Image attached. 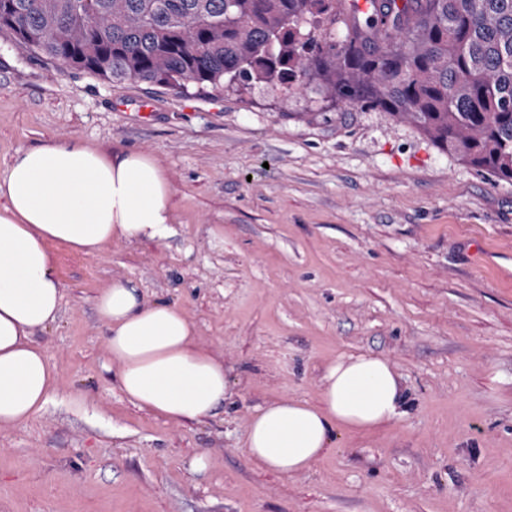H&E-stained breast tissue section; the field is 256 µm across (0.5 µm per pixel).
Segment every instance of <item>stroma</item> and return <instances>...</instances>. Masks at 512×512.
I'll return each mask as SVG.
<instances>
[{"mask_svg": "<svg viewBox=\"0 0 512 512\" xmlns=\"http://www.w3.org/2000/svg\"><path fill=\"white\" fill-rule=\"evenodd\" d=\"M52 138L156 159L173 224L95 256L51 244L63 298L35 339L58 378L0 428V512H512V183L314 85L112 82L0 29V174ZM115 281L223 358L211 419L167 423L119 391L96 312ZM362 353L402 376L405 416L338 432L307 471L257 468L256 409L316 401L325 366Z\"/></svg>", "mask_w": 512, "mask_h": 512, "instance_id": "obj_1", "label": "stroma"}]
</instances>
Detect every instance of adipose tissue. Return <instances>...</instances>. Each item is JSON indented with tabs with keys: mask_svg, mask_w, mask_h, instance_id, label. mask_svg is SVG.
<instances>
[{
	"mask_svg": "<svg viewBox=\"0 0 512 512\" xmlns=\"http://www.w3.org/2000/svg\"><path fill=\"white\" fill-rule=\"evenodd\" d=\"M172 188L143 153L108 154L51 140L17 150L0 176V427L26 424L51 399L58 368L34 340L55 323L63 298L50 243L87 255L118 240L155 241L170 232ZM107 347L129 401L168 423L202 422L223 405L224 362L202 346L174 305L145 300L117 281L97 298ZM403 383L374 354L337 357L319 399L260 406L244 439L250 459L283 476L310 468L337 431L386 427L404 414Z\"/></svg>",
	"mask_w": 512,
	"mask_h": 512,
	"instance_id": "ef3b65f1",
	"label": "adipose tissue"
}]
</instances>
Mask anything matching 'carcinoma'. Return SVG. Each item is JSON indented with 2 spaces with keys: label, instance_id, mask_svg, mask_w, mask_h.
Segmentation results:
<instances>
[{
  "label": "carcinoma",
  "instance_id": "cac0c4a2",
  "mask_svg": "<svg viewBox=\"0 0 512 512\" xmlns=\"http://www.w3.org/2000/svg\"><path fill=\"white\" fill-rule=\"evenodd\" d=\"M0 0L35 56L162 87L315 82L512 182V0ZM341 26L344 39L332 31Z\"/></svg>",
  "mask_w": 512,
  "mask_h": 512
}]
</instances>
